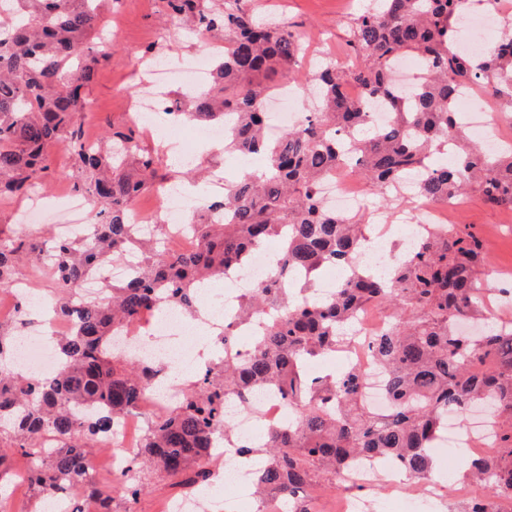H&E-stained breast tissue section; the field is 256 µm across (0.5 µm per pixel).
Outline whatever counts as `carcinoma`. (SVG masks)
Masks as SVG:
<instances>
[{
  "mask_svg": "<svg viewBox=\"0 0 512 512\" xmlns=\"http://www.w3.org/2000/svg\"><path fill=\"white\" fill-rule=\"evenodd\" d=\"M243 2L167 0L170 16L185 25L227 34L210 83L171 116L224 124V151L261 162L224 195L220 207L230 210V220L196 222L200 248L170 256L162 234L138 244L126 222L130 204L170 178L159 173V158L133 129H112L100 149L85 147V88L111 57L102 52L101 0H0V199H24L49 170V147L62 146L77 165L74 190L102 204L93 240L52 242L54 291L47 301L74 322L59 340L57 373L36 381L0 366V478L18 455L38 499L49 490L63 500L83 494L95 500V512H116V500L138 498L147 487L141 462L161 478L203 485L211 480L212 440L233 437L225 394L244 401L263 387L288 401L292 421L268 430L262 447L244 453L259 461L257 494L280 496L291 512H316L315 490L337 484L356 454L395 456L412 479L426 478L444 417L463 416L476 402L493 413L499 454L473 461L474 478L512 497V328L495 324L480 336L456 329L459 320L480 315V293L488 286L481 239L448 224L386 276L372 277L352 264L367 230L365 215L337 214L318 191L324 176L356 165L386 206L403 205L390 191L416 172L418 192L428 199L476 191L489 205L512 209V149L490 154L467 145L455 109L459 87L480 81L512 112V37L482 55H462L455 40L464 0H376L348 23L351 64L330 60L309 72L312 117L268 140L265 79L296 73L303 36L290 25L259 22ZM410 54L425 68L415 90L402 94L392 65ZM350 83L387 101L386 127L369 124L364 104L345 93ZM271 241L279 243L280 264L239 301L240 317L266 322L251 354H236V336L225 327L224 365L198 372L181 405L149 427L121 482L98 483L90 468L95 443L114 433L117 416L153 380L150 366L112 353L113 330L160 299L192 310L199 281L247 263L255 246ZM45 242L0 228V283L21 274L20 264L37 257ZM129 250L141 256L137 277L105 286L100 298L78 297L82 282ZM330 265L348 267L347 278L333 297L311 300V286ZM287 275L299 276L292 290L282 285ZM371 302L387 307L390 317L370 345L385 368V418L360 400L359 370L321 381L303 371L306 361L350 344L355 314ZM44 435L54 436L57 447H39Z\"/></svg>",
  "mask_w": 512,
  "mask_h": 512,
  "instance_id": "carcinoma-1",
  "label": "carcinoma"
}]
</instances>
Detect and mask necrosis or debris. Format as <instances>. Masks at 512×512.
Masks as SVG:
<instances>
[{
	"label": "necrosis or debris",
	"mask_w": 512,
	"mask_h": 512,
	"mask_svg": "<svg viewBox=\"0 0 512 512\" xmlns=\"http://www.w3.org/2000/svg\"><path fill=\"white\" fill-rule=\"evenodd\" d=\"M509 20H512V8L500 4L499 0H485L479 11H464L457 38L459 53L471 56L483 53L486 44L481 37L482 31L498 28ZM210 73L211 66L205 58H190L175 65L164 60L143 62L141 92L133 104L132 122L153 128L156 116L169 110L172 92L192 93L208 84ZM300 94V83L290 82L264 98L262 105L269 114V139H278L286 127L303 124L304 112L287 109L289 102L297 100ZM456 105L462 124L471 135L482 141L487 151L497 152L512 146V141L498 135L500 128L512 124V114L503 112L499 99L484 97L478 86L471 83L459 90ZM320 192L324 203L336 213L345 215L368 209L367 187L357 168L348 166L329 174L323 179ZM399 193L413 201L408 212L398 213L396 219L403 241L414 244L418 243L429 225L454 223L466 207V200L462 197L432 201L420 196L410 178L400 184ZM163 197L166 211L161 215L137 202L130 205L127 218L134 232L143 239L155 231H163L168 251L173 255L195 251L199 245L198 237L184 230V216L195 207L193 199L175 184L164 186ZM369 211L373 228L361 241L353 262L375 273L390 265L395 256L387 251L382 233L376 230L377 225L386 221L384 211ZM275 255V249L262 246L253 252L245 266L220 277L223 291L216 295L213 305L206 310L202 324H195L179 306L167 302L124 323L114 334L112 349L115 353L137 356L144 363L162 367L163 372L144 391L135 408L121 413L114 438L103 442L108 449L106 459L113 476H121L128 467L130 453L140 445L149 422L165 416L182 402L181 390L167 380V369L199 368L209 350L216 356H223L221 342L225 324H233L236 335L249 338L256 335L257 323L234 318L233 303L269 278ZM8 298V307L0 308V319L18 321L31 310L40 315L37 329H22L14 338L12 357L16 367L36 380L51 377L60 365L55 344L69 332L70 323L57 318L47 301H35L29 280L12 281ZM386 324L387 318L377 305L362 306L357 312L354 340L337 354L343 366L356 368L364 375L361 399L367 407L380 414L387 413L389 409L383 392L385 373L370 352L368 342L381 334ZM227 405L232 411L236 440L233 447L211 449L210 460L213 475L219 483L232 486L234 496H217L203 491L186 498L176 497L168 502L167 512H239L241 502L252 498L254 470L242 451L256 445L266 429L287 425L288 403L274 392L260 389L247 405H239L232 399ZM443 444L477 457L491 456L497 449V443L488 431V416L483 412L470 414L464 424L459 423L456 415H449ZM403 474V467L396 461L380 457L359 458L345 469L344 478L351 485L360 487L363 494L340 499L338 512H367L369 504L364 497L365 491L382 484L400 486Z\"/></svg>",
	"instance_id": "necrosis-or-debris-1"
}]
</instances>
